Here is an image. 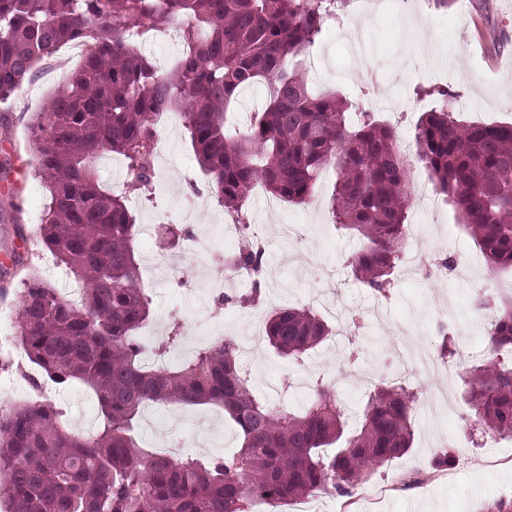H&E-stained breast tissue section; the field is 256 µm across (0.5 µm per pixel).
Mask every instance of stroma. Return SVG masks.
<instances>
[{"label":"stroma","instance_id":"stroma-1","mask_svg":"<svg viewBox=\"0 0 512 512\" xmlns=\"http://www.w3.org/2000/svg\"><path fill=\"white\" fill-rule=\"evenodd\" d=\"M414 3L413 10L400 14L391 0H354L346 16L329 24L311 48L309 85L376 113L397 127L405 142L412 141L421 112L439 105L434 98L417 99L415 90L420 86L453 91V107L465 120L512 122V0H448L444 7L436 0ZM80 62L76 56L53 68H40L32 82L0 103V321L9 325L11 334L10 339H0V361L6 363L0 368V409L49 400L62 409L69 429L86 433L96 431L102 421L95 393L79 383L66 387L46 383L34 390L23 377L31 365L19 345L16 321L27 275L50 281L64 297L78 289L39 235L49 199L30 174L35 149L28 122ZM155 171L154 200L130 202L139 225L134 248L152 300L151 329L164 334L178 327L181 346L197 349L218 325L225 336L241 339L260 316L233 304H218L216 292L207 286L214 274L208 249L230 253L239 244L221 240L219 227L225 214L216 200L202 209L189 208L194 189H205L206 177L182 124L162 130ZM334 181V174L326 173L308 203L280 201L271 211L254 196L247 211L266 247L267 310L310 304L315 288L324 289L350 312L371 310L368 335L327 340L310 357L316 373L333 380L337 400L355 416L368 394L363 376L372 375L379 384L392 382L399 349L435 350L448 334L458 348L483 351L487 329L475 307L474 279L452 271L447 281L437 283L427 273L446 258L457 266L473 262L482 276L487 269L453 207L438 203L430 216L415 209L411 221L418 226L424 266L412 274L399 272L390 299H378L345 266L359 241L332 220L327 202ZM170 225L187 228L190 239L164 246L162 230ZM156 251L166 252L171 262L199 281L194 295L152 274L149 259ZM445 307L453 313V324H443L438 316ZM243 362L262 393L293 369L265 342ZM404 383L416 392L419 403H438L437 418L430 424L417 421L410 452L380 468L352 496L313 497V512H482L500 501L512 504V441L487 435L476 446L461 442L470 414L461 386L422 375L407 377ZM137 433L143 446L158 451L188 440L192 456L207 461L222 458L239 445L234 423L213 405H153L141 412ZM447 438L455 441V463L438 470L434 458ZM416 471L424 475L422 484L401 488L402 475Z\"/></svg>","mask_w":512,"mask_h":512}]
</instances>
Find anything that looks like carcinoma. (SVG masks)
<instances>
[{"label": "carcinoma", "instance_id": "carcinoma-1", "mask_svg": "<svg viewBox=\"0 0 512 512\" xmlns=\"http://www.w3.org/2000/svg\"><path fill=\"white\" fill-rule=\"evenodd\" d=\"M351 0H0V102L69 43L90 45L67 83L32 113V175L50 202L41 238L80 287L69 302L37 278L24 280L20 341L29 360L57 385L81 381L97 395L102 427L69 431L48 403L0 413V503L5 512H251L319 494L350 496L407 453L414 439L416 394L376 386L354 428L333 383L309 385L305 404L281 413L257 395L225 338L176 368L146 363L179 341L148 346L151 319L134 249L133 192L152 191L157 119L176 112L217 202L241 226L247 246L224 257L244 270L250 291L225 280L222 303L262 304L265 246L248 233L246 202L260 182L275 198L307 202L323 174H336L329 200L334 223L361 247L347 259L354 278L389 295L405 249L411 194L394 127L336 95L318 96L303 57L327 21ZM179 24L184 51L163 71L132 46ZM261 84L262 108L246 129H231L243 90ZM441 106L420 115L417 159L436 194L458 213L487 268L512 269V123H465L448 108L446 88L428 91ZM124 158L131 181L105 190L95 159ZM497 315L488 330L493 356L466 368L465 401L482 432L512 440V298L482 296ZM274 351L296 364L332 334L309 308L265 316ZM215 405L237 428L239 449L221 461L170 458L140 446L134 426L150 403Z\"/></svg>", "mask_w": 512, "mask_h": 512}]
</instances>
